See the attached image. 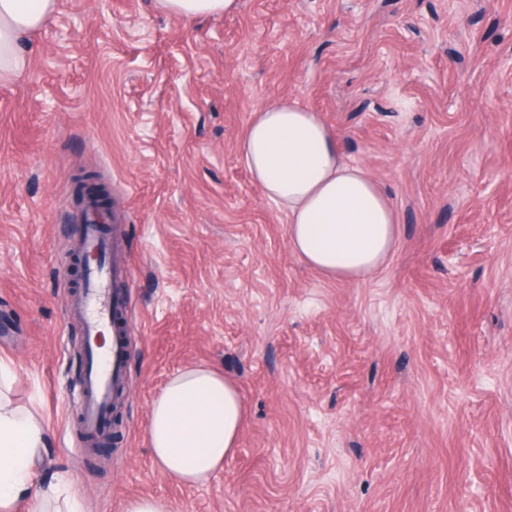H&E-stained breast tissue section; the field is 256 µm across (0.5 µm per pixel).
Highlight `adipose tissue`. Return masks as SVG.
<instances>
[{
    "instance_id": "ef3b65f1",
    "label": "adipose tissue",
    "mask_w": 512,
    "mask_h": 512,
    "mask_svg": "<svg viewBox=\"0 0 512 512\" xmlns=\"http://www.w3.org/2000/svg\"><path fill=\"white\" fill-rule=\"evenodd\" d=\"M169 15L191 20L224 16L239 0H155ZM57 0H0V82L20 77L23 47L43 30ZM238 150L255 183L288 214L293 253L326 278L361 281L394 251L397 213L389 195L362 167L344 161L317 112L279 97L258 108ZM12 366L0 359V512L23 504L47 507L65 477L44 483L34 458L47 431L38 408L16 404ZM238 387L219 370L192 364L175 372L154 399L146 427L149 454L160 473L183 486L208 481L224 468L245 423Z\"/></svg>"
}]
</instances>
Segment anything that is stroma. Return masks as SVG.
Returning <instances> with one entry per match:
<instances>
[{
  "label": "stroma",
  "mask_w": 512,
  "mask_h": 512,
  "mask_svg": "<svg viewBox=\"0 0 512 512\" xmlns=\"http://www.w3.org/2000/svg\"><path fill=\"white\" fill-rule=\"evenodd\" d=\"M0 83V358L37 403L44 477L84 512H512V0H240L191 21L154 0H58ZM290 96L398 214L393 255L325 278L238 142ZM99 173L125 241L128 379L111 451L80 432V227ZM188 364L247 416L206 483L161 475L150 406Z\"/></svg>",
  "instance_id": "35a3bbf8"
}]
</instances>
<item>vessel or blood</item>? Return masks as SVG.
Segmentation results:
<instances>
[{"instance_id":"obj_1","label":"vessel or blood","mask_w":512,"mask_h":512,"mask_svg":"<svg viewBox=\"0 0 512 512\" xmlns=\"http://www.w3.org/2000/svg\"><path fill=\"white\" fill-rule=\"evenodd\" d=\"M84 248L100 253L101 259L91 264L81 296L69 310L82 325L83 420L86 432L94 434L108 419L112 393L127 375L129 324L118 315L124 297L113 284L127 278L129 270L105 261L106 253L120 252L121 242L104 238L96 225H89Z\"/></svg>"}]
</instances>
